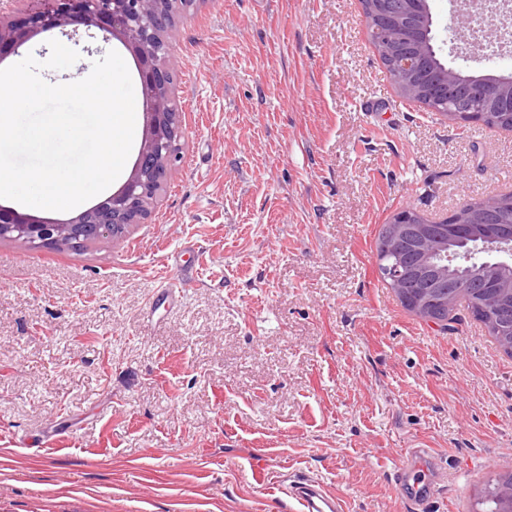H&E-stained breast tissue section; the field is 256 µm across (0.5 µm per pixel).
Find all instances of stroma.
I'll return each mask as SVG.
<instances>
[{
	"label": "stroma",
	"instance_id": "stroma-1",
	"mask_svg": "<svg viewBox=\"0 0 512 512\" xmlns=\"http://www.w3.org/2000/svg\"><path fill=\"white\" fill-rule=\"evenodd\" d=\"M442 57L512 74L448 32ZM185 149L125 242L0 241V512H299L312 476L347 512H475L512 473V354L466 305L450 329L382 281L377 240L504 192L512 135L403 98L359 0H198L168 34ZM201 249L197 283L152 307Z\"/></svg>",
	"mask_w": 512,
	"mask_h": 512
}]
</instances>
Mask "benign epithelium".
Here are the masks:
<instances>
[{
    "label": "benign epithelium",
    "instance_id": "7a95c632",
    "mask_svg": "<svg viewBox=\"0 0 512 512\" xmlns=\"http://www.w3.org/2000/svg\"><path fill=\"white\" fill-rule=\"evenodd\" d=\"M27 0H0V50L14 54L33 34L60 30L77 23L102 33L103 41L117 38L133 52L140 64V84L149 103L147 126L134 169L123 186L102 202L66 222L40 221L14 209L0 207V239L29 246L66 249L91 241L119 242L135 224H142L156 209L164 183L181 158L184 146L182 113L173 95L174 72L169 65L166 29L175 16L190 10L196 0H46L44 9L21 16ZM370 40L380 60L397 74L401 95L428 99L451 106L444 117L456 128L485 120L496 121L502 106L512 101V75L472 76L462 84L452 69H432L427 49L441 55L436 40L430 45L409 41L407 33L431 20L428 0H362ZM480 0H466L450 15L448 30L466 37L472 47L482 42L468 37L473 8ZM496 197L477 202L462 215L456 208L442 219L431 220L418 212L399 211L390 220L383 250L387 262L382 276L412 311L428 322L434 314L455 308L460 288L471 293L475 305L489 282L499 286L497 310L481 317L487 330L501 338L512 351V225L502 224ZM458 224L461 235L474 242L463 255L469 262L486 250L498 261L483 265L480 277L464 285L448 279L446 267L425 265L420 256L441 257L442 245L435 225Z\"/></svg>",
    "mask_w": 512,
    "mask_h": 512
}]
</instances>
